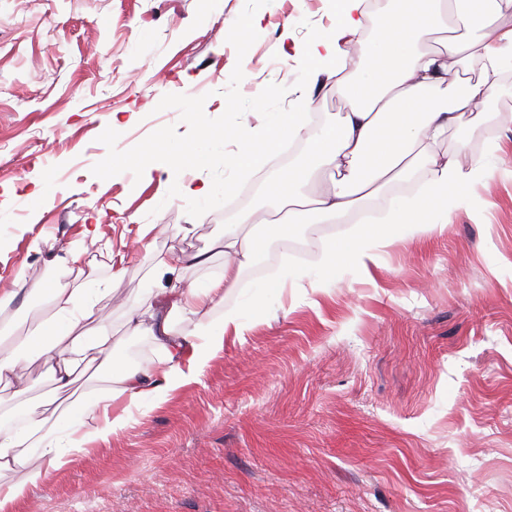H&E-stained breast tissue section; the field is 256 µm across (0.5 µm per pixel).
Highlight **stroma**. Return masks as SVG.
<instances>
[{
    "instance_id": "35a3bbf8",
    "label": "stroma",
    "mask_w": 512,
    "mask_h": 512,
    "mask_svg": "<svg viewBox=\"0 0 512 512\" xmlns=\"http://www.w3.org/2000/svg\"><path fill=\"white\" fill-rule=\"evenodd\" d=\"M245 0H0V293L18 273L55 275L73 244H109L124 268L102 302L112 353L132 346L150 365L147 332L126 312L146 308L143 285L161 252L205 248L241 212L263 203L253 174L228 205L193 218L172 183L210 181L150 164L100 179L98 140L108 125L127 150L175 126L165 94L205 96L208 117L226 109L235 65L253 97L287 87L306 46L336 22L331 0H271L245 57L226 41ZM512 78L502 77L483 116L451 129L441 153L487 166L446 227L397 239L362 274L348 267L311 285L314 257L283 247L273 271L241 276L210 312L255 302L242 338L198 381L156 405L130 406L107 441L49 468L41 448L0 473L47 481L5 512H512ZM52 179L53 197L30 196ZM151 225L140 239V225ZM279 287L255 300L261 282ZM50 314L49 300L14 301L0 337L14 341Z\"/></svg>"
}]
</instances>
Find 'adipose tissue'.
Wrapping results in <instances>:
<instances>
[{
    "label": "adipose tissue",
    "mask_w": 512,
    "mask_h": 512,
    "mask_svg": "<svg viewBox=\"0 0 512 512\" xmlns=\"http://www.w3.org/2000/svg\"><path fill=\"white\" fill-rule=\"evenodd\" d=\"M409 8L390 16L376 38L362 40L366 0H333L336 24L312 40L306 49L307 90L289 112L268 113L263 125L243 127L241 147L233 161L239 170H264L269 155L283 139H307V153L289 172L270 182L271 194L282 201L311 187L314 211L323 220H342L370 198L388 196L383 221L353 229L328 241L321 253V278L330 279L341 265L367 272L396 236L413 235L448 221L455 189L483 183L481 161L449 157L439 151L450 128L461 126L493 92L501 59L512 50V0H482L472 11L468 0H408ZM464 27L469 38L448 36ZM335 80L345 109L321 126H313L305 104L320 79ZM429 177L415 196H389V188L417 169ZM292 225L269 223L267 212L248 210L224 232V274L207 285L181 286L175 274L182 267L201 265L204 253L157 255L160 273L170 284L153 280L148 294L159 297L149 317L130 310L132 331L147 330L160 352L148 367H131L114 358L108 336L94 337L103 356L110 385L90 396H79L60 412L54 411L56 392L67 391L75 364L86 349L82 327L101 325L100 302L109 291L94 279L74 284L61 277L32 280L17 276L16 288L0 295V307L17 296L49 298L53 314L38 322L13 346L0 345V382L13 385L14 396L25 387L17 381L21 362L49 363L56 391L24 409L23 424L12 412L0 411V471L19 464L21 451L39 440L49 462L59 464L73 450L104 441L127 424L112 403L126 397L141 405L163 401L173 390L197 380L212 353L223 349L224 334L243 335L249 324L236 309H225L221 326L206 313L223 307L226 292L236 288L244 268L257 262L264 240L290 241ZM188 319L177 327L179 319Z\"/></svg>",
    "instance_id": "ef3b65f1"
}]
</instances>
